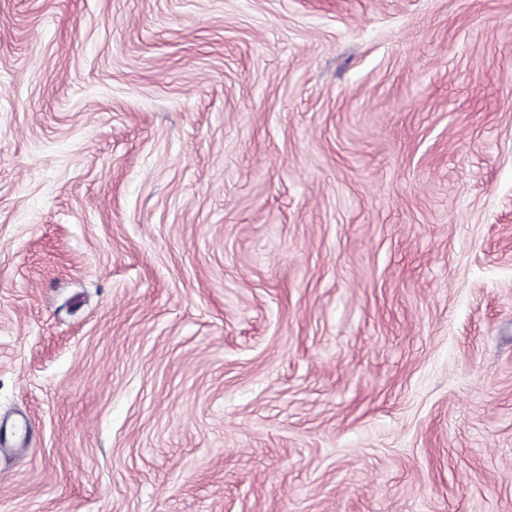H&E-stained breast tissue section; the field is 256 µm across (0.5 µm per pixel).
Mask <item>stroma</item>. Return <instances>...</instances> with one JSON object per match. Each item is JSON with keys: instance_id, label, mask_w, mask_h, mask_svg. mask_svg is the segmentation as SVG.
Instances as JSON below:
<instances>
[{"instance_id": "obj_1", "label": "stroma", "mask_w": 512, "mask_h": 512, "mask_svg": "<svg viewBox=\"0 0 512 512\" xmlns=\"http://www.w3.org/2000/svg\"><path fill=\"white\" fill-rule=\"evenodd\" d=\"M0 512H512V0H0Z\"/></svg>"}]
</instances>
